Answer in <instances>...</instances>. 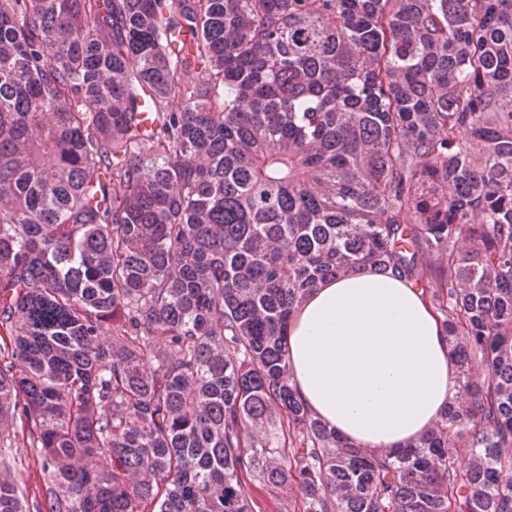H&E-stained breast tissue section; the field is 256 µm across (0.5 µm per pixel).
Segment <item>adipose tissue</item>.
<instances>
[{"instance_id": "ef3b65f1", "label": "adipose tissue", "mask_w": 512, "mask_h": 512, "mask_svg": "<svg viewBox=\"0 0 512 512\" xmlns=\"http://www.w3.org/2000/svg\"><path fill=\"white\" fill-rule=\"evenodd\" d=\"M292 384L355 446L400 450L457 391V364L420 289L372 269L319 285L286 327Z\"/></svg>"}]
</instances>
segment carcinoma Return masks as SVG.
<instances>
[{"mask_svg": "<svg viewBox=\"0 0 512 512\" xmlns=\"http://www.w3.org/2000/svg\"><path fill=\"white\" fill-rule=\"evenodd\" d=\"M368 267L458 366L398 452L288 365L297 306ZM16 426L35 512H512V0H0ZM257 505L260 506L258 512H298L294 511L295 504V494L294 492L288 488V490H283L277 501H271L264 497L263 495L259 496L257 499Z\"/></svg>", "mask_w": 512, "mask_h": 512, "instance_id": "obj_1", "label": "carcinoma"}]
</instances>
